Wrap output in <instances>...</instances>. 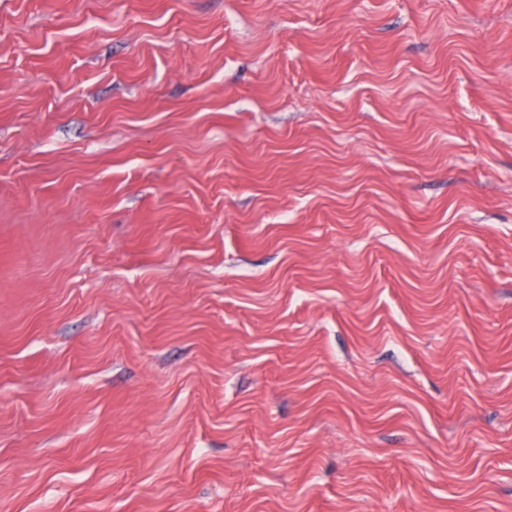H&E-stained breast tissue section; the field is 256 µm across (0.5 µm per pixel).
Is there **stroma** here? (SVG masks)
Returning a JSON list of instances; mask_svg holds the SVG:
<instances>
[{
  "instance_id": "obj_1",
  "label": "stroma",
  "mask_w": 512,
  "mask_h": 512,
  "mask_svg": "<svg viewBox=\"0 0 512 512\" xmlns=\"http://www.w3.org/2000/svg\"><path fill=\"white\" fill-rule=\"evenodd\" d=\"M0 512H512V0H0Z\"/></svg>"
}]
</instances>
